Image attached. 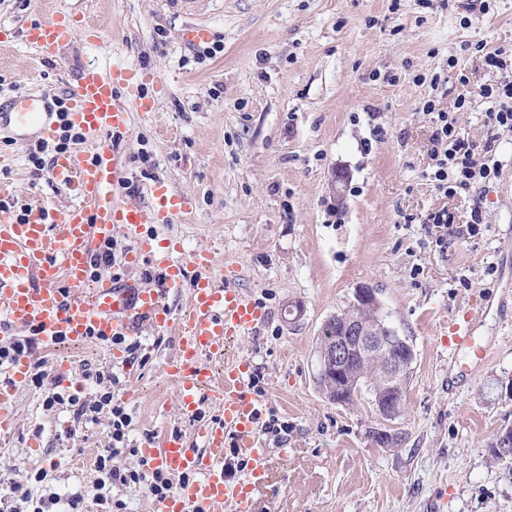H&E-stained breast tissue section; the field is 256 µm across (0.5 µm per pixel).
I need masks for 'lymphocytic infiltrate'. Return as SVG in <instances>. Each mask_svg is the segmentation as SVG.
Masks as SVG:
<instances>
[{
  "label": "lymphocytic infiltrate",
  "instance_id": "lymphocytic-infiltrate-1",
  "mask_svg": "<svg viewBox=\"0 0 512 512\" xmlns=\"http://www.w3.org/2000/svg\"><path fill=\"white\" fill-rule=\"evenodd\" d=\"M486 103L484 126L488 135L484 141H476L461 133L458 110L471 105L473 99ZM432 123V164L425 177L445 196L453 197L470 192L473 188L487 186L497 181L501 165L496 159L495 133L500 129L512 130V81L480 86L477 93L459 94L454 109L437 108L434 100H426L422 106ZM54 403H69L74 420L79 424L97 422L102 411H109L110 443L100 449L96 460L97 476L93 482L94 499L104 506L105 512H126L122 500L112 498L113 486L120 485L144 490L153 498H164L172 490L170 479L152 468L123 469L114 465L115 457L128 449L127 434L131 418L124 407L117 404L111 391H104L98 400L87 402L78 395L55 394Z\"/></svg>",
  "mask_w": 512,
  "mask_h": 512
}]
</instances>
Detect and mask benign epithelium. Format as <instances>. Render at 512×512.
I'll return each mask as SVG.
<instances>
[{"instance_id":"obj_1","label":"benign epithelium","mask_w":512,"mask_h":512,"mask_svg":"<svg viewBox=\"0 0 512 512\" xmlns=\"http://www.w3.org/2000/svg\"><path fill=\"white\" fill-rule=\"evenodd\" d=\"M356 307L370 312V318L336 317L341 336L332 343L319 346L317 376L324 378L354 353L363 363L375 361L374 378L380 387L374 393L373 407L381 420L389 422L402 413V382L410 371L415 353L412 346L386 324L373 290L360 289ZM494 448L502 458L512 456V424L501 428Z\"/></svg>"}]
</instances>
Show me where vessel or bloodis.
<instances>
[{"label": "vessel or blood", "instance_id": "1", "mask_svg": "<svg viewBox=\"0 0 512 512\" xmlns=\"http://www.w3.org/2000/svg\"><path fill=\"white\" fill-rule=\"evenodd\" d=\"M23 36L46 60L71 42L73 24L51 17L31 23ZM154 108V99L135 89L133 72L123 68L109 73L83 70L61 110L44 94L0 101V126L24 137L49 139L66 122L93 147L90 157L68 151L52 162V180L76 196L63 211L33 206L16 214L5 204L9 190L0 183V338L31 328L47 346L92 335L114 342L115 337L134 335L145 320L156 334L174 333L178 351L166 361L165 370L178 383L181 414L192 423L193 434L172 435L160 447L142 448L151 468L187 480L156 501L154 512H254L251 493L267 479L268 451L260 432L268 399L255 388L250 361L225 362L218 374L206 362L223 359L228 338L255 334L264 314L234 286L235 268L214 273L206 253L193 254L185 262L175 260L177 240L162 242L145 232L148 224L173 223L188 209L187 199L161 181L146 186L147 203L126 198L120 153L106 136L125 131L132 113ZM117 228L135 241L124 256L127 269H135L143 258L158 257L155 284L145 286L112 273L93 275L97 245ZM184 289L189 308L181 317H172L167 301ZM448 350H470L480 360L490 353L489 347L476 344L469 325L460 323L452 326ZM112 357L125 362L124 347L114 342ZM28 368L27 356L13 359L8 368L11 382L0 385V404L11 398L15 384L25 381ZM207 403L220 410L219 418H203ZM231 456L246 463L245 478L228 475L226 460Z\"/></svg>", "mask_w": 512, "mask_h": 512}]
</instances>
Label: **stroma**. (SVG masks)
Returning a JSON list of instances; mask_svg holds the SVG:
<instances>
[{
    "label": "stroma",
    "instance_id": "35a3bbf8",
    "mask_svg": "<svg viewBox=\"0 0 512 512\" xmlns=\"http://www.w3.org/2000/svg\"><path fill=\"white\" fill-rule=\"evenodd\" d=\"M468 4L195 0L189 12L182 0H0V27L13 34L0 51V95L57 99L81 68L134 71L156 109L134 113L117 142L131 199L145 202L156 180L188 198L187 213L151 232L178 239L184 256L208 253L215 271L236 266V287L265 314L233 347L286 425L264 436L268 478L253 493L255 512H512V459L490 451L512 423V131L495 143L494 184L450 199L423 176L432 132L423 102L446 108L464 85L499 80L476 43L512 48V0H492L486 14ZM53 14L76 32L45 61L21 31ZM192 22L211 27L217 53L182 40ZM27 153L0 130V182L15 187L18 205H71L49 175L33 176ZM477 206L485 219L472 236ZM443 208L455 216L444 241L430 220ZM365 287L416 352L392 448L367 436L382 424L369 400L332 403L314 378L325 322ZM466 315L491 348L485 361L448 352L449 327ZM136 340L131 376L113 365L111 343L94 338L32 351L48 377L39 388L17 384L0 408V484L63 501L82 491L85 512H99L88 492L108 419L75 432L70 406L47 404L58 392L94 400L100 387L82 381L86 368L120 379L114 392L131 424L117 466L139 467L140 448L171 433L192 435L163 369L175 335L146 325ZM39 470L41 484L30 479Z\"/></svg>",
    "mask_w": 512,
    "mask_h": 512
}]
</instances>
